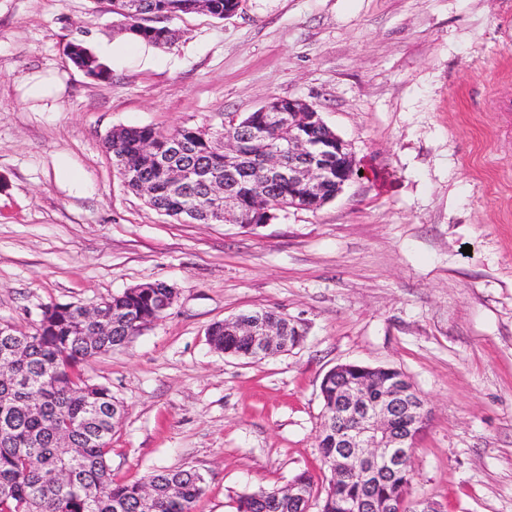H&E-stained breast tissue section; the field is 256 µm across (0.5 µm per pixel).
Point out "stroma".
Returning a JSON list of instances; mask_svg holds the SVG:
<instances>
[{
	"label": "stroma",
	"mask_w": 512,
	"mask_h": 512,
	"mask_svg": "<svg viewBox=\"0 0 512 512\" xmlns=\"http://www.w3.org/2000/svg\"><path fill=\"white\" fill-rule=\"evenodd\" d=\"M171 25L172 48L97 80L67 49L126 38L109 0H0V325L175 288L87 371L125 406L113 478L196 470V512L303 471L323 487L320 383L344 363L403 371L431 408L408 502L512 512V0H242ZM34 74L62 79L54 105L23 97ZM273 98L313 105L352 156L320 209L179 223L105 148L116 128H217ZM262 308L303 342L262 362L210 348L212 324Z\"/></svg>",
	"instance_id": "1"
}]
</instances>
